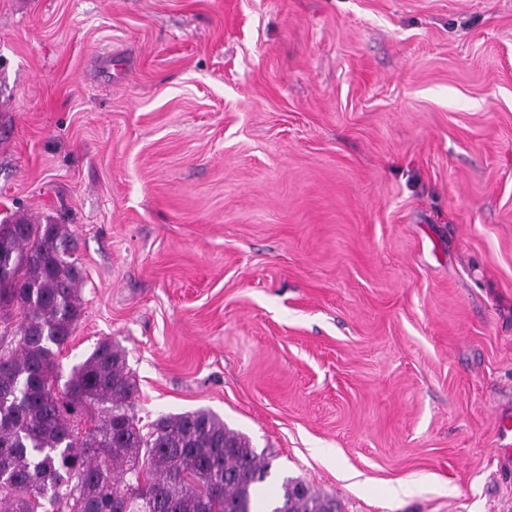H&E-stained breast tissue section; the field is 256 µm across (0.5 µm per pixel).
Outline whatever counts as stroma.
I'll return each mask as SVG.
<instances>
[{"label": "stroma", "instance_id": "obj_1", "mask_svg": "<svg viewBox=\"0 0 512 512\" xmlns=\"http://www.w3.org/2000/svg\"><path fill=\"white\" fill-rule=\"evenodd\" d=\"M75 232L143 421L340 512H512V0H0V220Z\"/></svg>", "mask_w": 512, "mask_h": 512}]
</instances>
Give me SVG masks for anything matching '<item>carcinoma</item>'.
Instances as JSON below:
<instances>
[{"label":"carcinoma","instance_id":"carcinoma-1","mask_svg":"<svg viewBox=\"0 0 512 512\" xmlns=\"http://www.w3.org/2000/svg\"><path fill=\"white\" fill-rule=\"evenodd\" d=\"M75 251L65 224L0 222V343L17 339L0 353V512H261L270 462L204 409L141 424L118 344L99 342L54 391L56 352L82 313ZM77 416L92 422L83 434ZM269 512L336 505L287 479Z\"/></svg>","mask_w":512,"mask_h":512}]
</instances>
